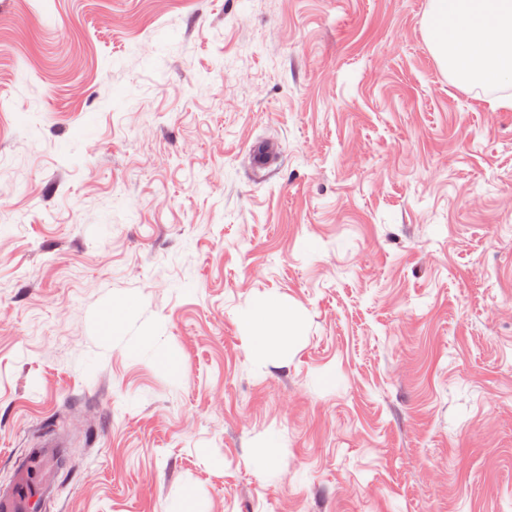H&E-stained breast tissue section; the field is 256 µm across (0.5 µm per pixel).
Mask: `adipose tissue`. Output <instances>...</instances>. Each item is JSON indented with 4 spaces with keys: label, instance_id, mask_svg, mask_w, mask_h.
Here are the masks:
<instances>
[{
    "label": "adipose tissue",
    "instance_id": "1",
    "mask_svg": "<svg viewBox=\"0 0 512 512\" xmlns=\"http://www.w3.org/2000/svg\"><path fill=\"white\" fill-rule=\"evenodd\" d=\"M426 27L439 66L461 87H512V0H430ZM255 352L288 342L301 326L288 306L269 302L247 320Z\"/></svg>",
    "mask_w": 512,
    "mask_h": 512
}]
</instances>
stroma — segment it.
Returning a JSON list of instances; mask_svg holds the SVG:
<instances>
[{
    "label": "stroma",
    "mask_w": 512,
    "mask_h": 512,
    "mask_svg": "<svg viewBox=\"0 0 512 512\" xmlns=\"http://www.w3.org/2000/svg\"><path fill=\"white\" fill-rule=\"evenodd\" d=\"M428 8L0 0V487L55 434L40 512H512V109ZM251 341L256 353H262L273 342H288L292 336H301V326L288 306L271 301L254 309L247 319Z\"/></svg>",
    "instance_id": "obj_1"
}]
</instances>
